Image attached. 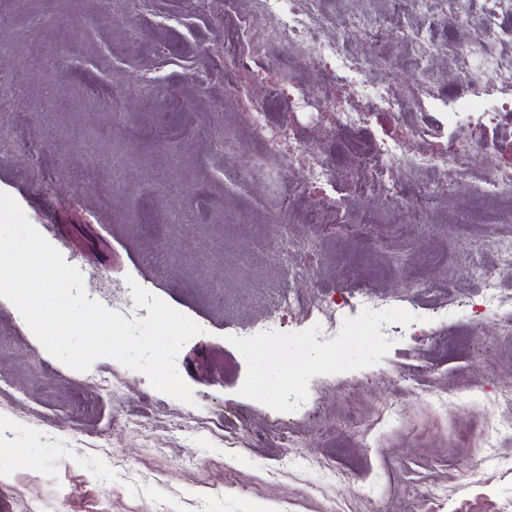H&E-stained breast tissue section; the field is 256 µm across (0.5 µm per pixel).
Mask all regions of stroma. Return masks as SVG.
<instances>
[{
    "mask_svg": "<svg viewBox=\"0 0 512 512\" xmlns=\"http://www.w3.org/2000/svg\"><path fill=\"white\" fill-rule=\"evenodd\" d=\"M227 30L223 10L184 0H0V191L81 271L89 298L111 306L132 278L205 329L175 361L189 406L111 359L70 369L0 298V512H512V405L477 394L512 387V276L492 317L472 274L497 261L466 212L479 176L457 185L447 224L423 222L410 199L352 201L347 223L382 220L370 246L287 223L308 243L288 259L260 244L262 226L239 223L276 210V183L226 175L261 148L249 121L261 80L342 97L360 78L405 90L418 73L401 33L378 57L365 39L341 41L353 66L340 86L319 68L290 74L279 46L258 56L262 79L228 86ZM434 64L432 114L383 113L358 139L422 126L463 149L469 113L493 99L445 107L455 75ZM339 288L402 305L382 320L356 310L329 349L310 321L250 335L282 291ZM456 296L467 306L432 318ZM411 366L415 381L397 386ZM393 407L400 417L385 418Z\"/></svg>",
    "mask_w": 512,
    "mask_h": 512,
    "instance_id": "35a3bbf8",
    "label": "stroma"
}]
</instances>
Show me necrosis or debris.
I'll return each mask as SVG.
<instances>
[{"label":"necrosis or debris","mask_w":512,"mask_h":512,"mask_svg":"<svg viewBox=\"0 0 512 512\" xmlns=\"http://www.w3.org/2000/svg\"><path fill=\"white\" fill-rule=\"evenodd\" d=\"M478 5L482 19L483 38L475 45L458 42L453 44L454 57L462 61L464 70L460 79H470L472 71L493 75L497 91L503 92V108L512 109V66H505L496 56L493 47L506 34L505 22L512 19V0H393L392 10L384 15L347 13L332 16L324 10V0H253V15L262 16L261 27H253L251 17L241 20L236 28L246 40L232 54L231 64L224 67L225 82H234L239 71L250 69L257 55L269 45L287 44L288 64L291 69L301 70L312 65L324 67L330 79H337L343 65L335 40L326 35L328 28H335L343 37H365L371 44H385L399 26L406 12L424 15L427 25L410 32L407 39L417 53L414 61L420 76V91L413 100L417 107H424L430 94L432 74L429 55L438 51L439 45L433 39V32L440 27L444 18L463 14L471 5ZM323 109L322 119L336 129L349 130L371 124L374 115L390 112L394 104L387 90L372 93L359 92L356 105L350 106L333 98L319 101ZM312 105L308 92L301 89L286 91L284 87L269 84L264 88L261 105L251 114V125L260 134L265 157L275 162L274 173L280 185L283 205H290L306 196L318 197V204L305 215L306 223L323 228L339 225L350 199L370 196L375 188L387 189L389 196L401 198L402 189L392 175L393 164H402L417 169L430 168L439 174H453L455 180H469L474 171L467 154L448 155L447 151L427 141L425 131L408 129L407 137L423 140L424 147L418 157H405L401 140L381 141L373 149L366 150L351 145L350 150L357 159L360 175L346 186L345 198L331 201L322 194L332 188L330 164L325 155L306 151L302 147L304 132L296 123L299 110ZM288 113L287 121L272 124L267 119L269 111ZM305 169V182H296L293 173ZM489 243L495 244L498 262L493 268H479L474 272L481 284L482 304L487 311H495L498 304V288L501 275L512 272V244L498 243L496 235H489ZM394 299L365 292L359 295L337 292L333 295H319L308 301L294 293H283L282 313L303 314L316 318V336L321 344L335 342L337 336L346 332L348 317L355 308L381 315L393 309ZM281 313V314H282Z\"/></svg>","instance_id":"necrosis-or-debris-1"}]
</instances>
